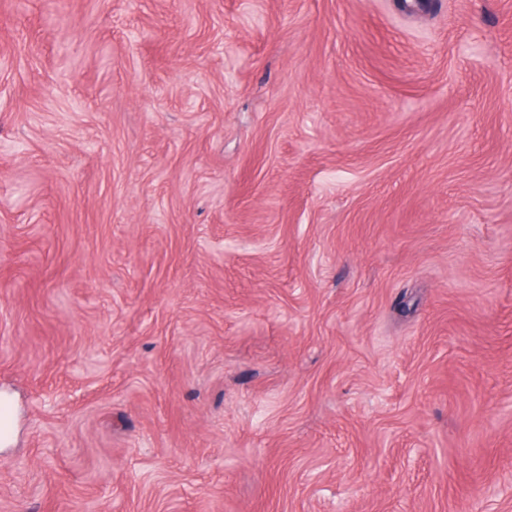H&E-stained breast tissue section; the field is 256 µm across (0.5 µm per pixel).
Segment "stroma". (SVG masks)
<instances>
[{"label":"stroma","instance_id":"35a3bbf8","mask_svg":"<svg viewBox=\"0 0 512 512\" xmlns=\"http://www.w3.org/2000/svg\"><path fill=\"white\" fill-rule=\"evenodd\" d=\"M0 0V512H512V0Z\"/></svg>","mask_w":512,"mask_h":512}]
</instances>
